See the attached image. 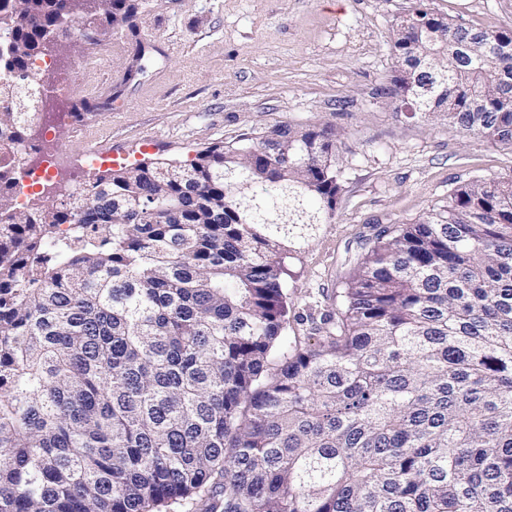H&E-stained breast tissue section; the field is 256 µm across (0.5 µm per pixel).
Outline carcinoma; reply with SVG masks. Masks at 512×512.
<instances>
[{
    "instance_id": "obj_1",
    "label": "carcinoma",
    "mask_w": 512,
    "mask_h": 512,
    "mask_svg": "<svg viewBox=\"0 0 512 512\" xmlns=\"http://www.w3.org/2000/svg\"><path fill=\"white\" fill-rule=\"evenodd\" d=\"M138 8L0 0V68L62 17L132 29ZM392 55L395 110L512 147V30L418 10ZM30 91L0 86L20 149ZM336 137L275 126L101 174L64 210H16L0 155V512H512V181L360 233L336 321L270 366L286 260L335 217Z\"/></svg>"
}]
</instances>
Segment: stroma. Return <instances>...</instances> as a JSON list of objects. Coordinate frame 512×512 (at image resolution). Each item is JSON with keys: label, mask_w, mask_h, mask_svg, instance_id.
Returning a JSON list of instances; mask_svg holds the SVG:
<instances>
[{"label": "stroma", "mask_w": 512, "mask_h": 512, "mask_svg": "<svg viewBox=\"0 0 512 512\" xmlns=\"http://www.w3.org/2000/svg\"><path fill=\"white\" fill-rule=\"evenodd\" d=\"M418 8L451 23L512 30V0H140L137 30L102 29L98 43L45 59V104L79 118L31 132L29 164L56 154L64 175L29 200L62 209L85 153L115 167L184 158L274 124L335 128L342 191L334 223L288 260L289 322L271 355L315 343L364 252L366 227L412 224L473 180L512 179V148L462 136L445 122L395 111L386 89L396 26ZM149 51L132 71L138 44ZM103 59L92 72L86 59Z\"/></svg>", "instance_id": "35a3bbf8"}]
</instances>
